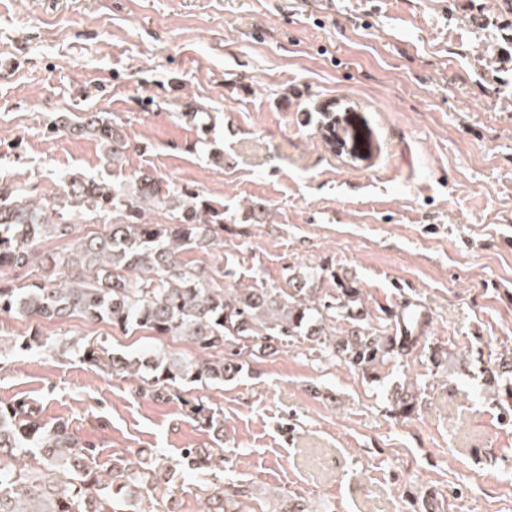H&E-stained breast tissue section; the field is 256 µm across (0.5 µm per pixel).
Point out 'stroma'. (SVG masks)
<instances>
[{"mask_svg": "<svg viewBox=\"0 0 512 512\" xmlns=\"http://www.w3.org/2000/svg\"><path fill=\"white\" fill-rule=\"evenodd\" d=\"M499 43L448 0H0V186L48 203L70 172L151 174L223 205V242L181 254L223 269L217 285L288 291L316 270L312 288L351 282L373 324L393 327L407 298L428 315L367 371L308 336L176 395L52 345L194 357L183 340L4 314L0 406L66 422L101 471L116 453L163 458L160 512H203L223 482L253 488L242 512L276 492L304 512H512V72L496 89L475 75ZM87 112L130 138L121 165L80 133ZM256 204L265 223L247 220ZM396 390L413 415L394 413ZM186 448L219 466L185 469Z\"/></svg>", "mask_w": 512, "mask_h": 512, "instance_id": "stroma-1", "label": "stroma"}]
</instances>
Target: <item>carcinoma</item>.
<instances>
[{
    "label": "carcinoma",
    "instance_id": "obj_1",
    "mask_svg": "<svg viewBox=\"0 0 512 512\" xmlns=\"http://www.w3.org/2000/svg\"><path fill=\"white\" fill-rule=\"evenodd\" d=\"M80 129L99 139L107 161H123L130 141L112 119L92 113ZM152 208L171 213V222H146ZM74 224L108 228L78 240L41 280L16 288L0 284V314L79 315L116 330L180 337L197 353L192 359H134L88 343L83 359L90 365L137 377L145 372L156 386L179 387L233 378L239 371L235 357L259 354L267 339L290 344L300 336H326L333 358L363 371L399 353L397 337L378 335L366 319L352 324L346 342L329 338L336 313L359 298L358 289L343 283L333 298L313 300L303 285L288 293L211 285L180 254L207 249L224 236V210L187 188L163 190L149 175L109 186L71 172L50 205L33 188L0 187V269L36 266L39 241L66 236ZM230 343L238 345L230 351L233 358L212 359L213 351ZM96 449L65 423L43 426L22 402L0 407V512H154L153 493L165 482L167 465L142 469L114 453L102 473L95 467ZM249 494L244 485L212 486L205 512H240L237 505Z\"/></svg>",
    "mask_w": 512,
    "mask_h": 512
}]
</instances>
